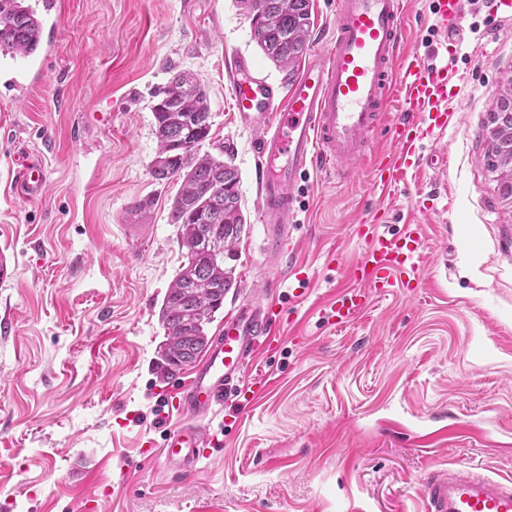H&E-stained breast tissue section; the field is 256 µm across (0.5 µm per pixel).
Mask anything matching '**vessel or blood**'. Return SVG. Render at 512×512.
I'll use <instances>...</instances> for the list:
<instances>
[{"instance_id":"obj_1","label":"vessel or blood","mask_w":512,"mask_h":512,"mask_svg":"<svg viewBox=\"0 0 512 512\" xmlns=\"http://www.w3.org/2000/svg\"><path fill=\"white\" fill-rule=\"evenodd\" d=\"M443 54H451L464 31V0H438ZM41 19V51L58 40L60 0H37ZM404 0H336L328 47L310 53L299 72L280 85L254 75L251 61L238 53L227 58L233 107L240 124L259 131L256 184L259 210L266 227L265 249L270 257L284 252L285 228L297 214V186L308 172L325 174L343 184L363 163L370 162L380 204H393L408 176L420 163L438 168L446 153L422 159L427 138H438L455 125L452 100L462 94L463 77L451 63H424L402 51ZM35 74L9 70L5 79L14 98L33 90ZM401 111L385 114L391 97ZM389 141L387 150L373 152L377 136ZM17 189L26 197L44 192L43 167L18 156L14 169ZM360 259L351 267L350 288L338 293L326 314L332 324L351 322L366 306L370 291L416 288L423 248L421 225H406L388 237L368 225L359 230ZM272 312L251 302L226 316L189 378L163 394L180 425L168 428L161 456L178 473H197L211 455L212 441L204 429L224 410L225 403H245L250 389L244 374L250 358L275 347ZM445 424L418 435L416 444L431 449L458 436ZM422 498L427 512H512V480L498 479L470 468L437 469L427 478Z\"/></svg>"}]
</instances>
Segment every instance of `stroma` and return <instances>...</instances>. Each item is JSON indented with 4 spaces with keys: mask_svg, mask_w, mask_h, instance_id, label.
I'll list each match as a JSON object with an SVG mask.
<instances>
[{
    "mask_svg": "<svg viewBox=\"0 0 512 512\" xmlns=\"http://www.w3.org/2000/svg\"><path fill=\"white\" fill-rule=\"evenodd\" d=\"M435 0H407L404 50L441 38ZM486 0L466 14L454 57L465 92L456 125L424 154L376 219L370 166L341 187L301 181V210L284 260L264 251L255 179L256 131L240 126L226 50L274 82L287 69L251 36L236 0H61L60 39L33 91L0 87V512H424L429 472L468 466L512 479V219L486 165L490 109L512 72V21L489 33ZM181 71L207 93L212 138L240 175L247 230L225 267L235 284L208 335L263 282L276 292V353L246 378L263 382L238 423L214 419L221 441L197 474L143 454L178 417L161 419L170 386L157 362L161 307L185 252L171 222L178 181L151 175L155 90ZM47 174L41 199L16 189L17 153ZM400 235L424 229L420 283L371 293L343 327L319 310L347 284L362 245L355 222ZM303 343H296L295 335ZM488 430L424 451L412 434L438 415Z\"/></svg>",
    "mask_w": 512,
    "mask_h": 512,
    "instance_id": "obj_1",
    "label": "stroma"
}]
</instances>
